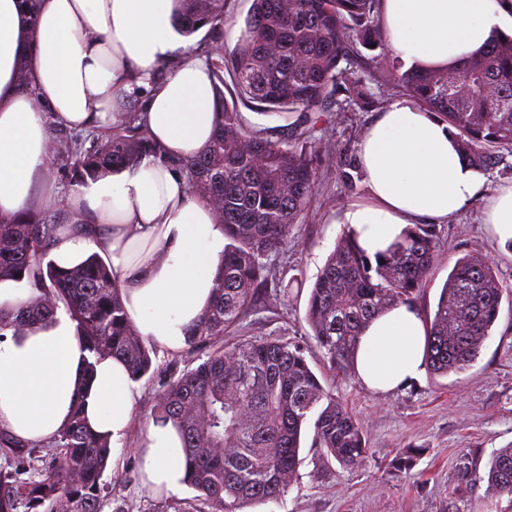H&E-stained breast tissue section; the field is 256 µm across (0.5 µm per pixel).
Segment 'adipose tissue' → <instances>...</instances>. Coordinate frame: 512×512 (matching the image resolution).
Here are the masks:
<instances>
[{
  "label": "adipose tissue",
  "mask_w": 512,
  "mask_h": 512,
  "mask_svg": "<svg viewBox=\"0 0 512 512\" xmlns=\"http://www.w3.org/2000/svg\"><path fill=\"white\" fill-rule=\"evenodd\" d=\"M175 0H41L30 25L23 0H0V215L64 202L74 217L103 225L98 238L62 227L50 260L61 268L95 252L109 256L139 335L182 348L212 298L224 255V227L191 193L174 160L199 154L215 123V91L205 64L187 54L174 28ZM383 30L406 65L446 72L484 48L512 21L500 0H380ZM179 64L163 80L161 63ZM27 83H20V73ZM147 92L144 121L169 161L139 164L86 180L58 199L46 177L51 124L84 129L118 111L123 97ZM369 201L344 215L368 254L404 230L441 222L469 206L483 175L463 158L453 129L411 98L394 102L357 146ZM484 221L512 241V183L499 185ZM423 318L395 306L360 338L355 371L369 389L390 392L425 369ZM88 353L65 311L48 323L0 337V423L16 436L45 440L84 400L89 426L113 451L127 445L137 387L125 363L107 358L86 375ZM144 482L178 494L185 452L173 424L147 427L138 444Z\"/></svg>",
  "instance_id": "adipose-tissue-1"
}]
</instances>
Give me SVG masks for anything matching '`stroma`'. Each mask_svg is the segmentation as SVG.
<instances>
[{
	"label": "stroma",
	"instance_id": "obj_1",
	"mask_svg": "<svg viewBox=\"0 0 512 512\" xmlns=\"http://www.w3.org/2000/svg\"><path fill=\"white\" fill-rule=\"evenodd\" d=\"M390 51L387 45L380 50ZM377 53L365 49L354 59V69L370 87L374 104L361 109L343 102L337 107L333 137L351 150L373 118L402 96L390 74L377 64ZM510 181L512 153L485 171L471 206L442 225L439 262L414 301L422 316L433 315L449 270L457 258L470 252L482 253L499 279L512 287V246L500 244L481 222L485 196ZM367 200L365 182L349 187L335 168L321 167L305 223L292 228L270 259L283 284L300 279L304 287L247 314L242 321L247 334L306 340L309 289L345 229L344 212ZM203 356L200 347L174 352L155 347L150 372L137 382L132 441L151 422L161 381L171 370L196 366ZM310 365L357 420L368 455L354 468L336 463L324 466L312 449L303 448L298 478L283 500L253 506L252 512H505L511 504L507 498L491 496L483 481L469 488L459 479L461 463H468L483 477L492 453L512 446L511 304H502L477 361L460 373L436 377L426 371L403 388L381 394L365 388L355 371H330L322 356H313ZM103 481L104 512H174L178 507L191 512L193 507L191 489L159 497L143 485L140 461L132 446L122 449Z\"/></svg>",
	"mask_w": 512,
	"mask_h": 512
}]
</instances>
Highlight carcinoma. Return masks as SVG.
Here are the masks:
<instances>
[{"label":"carcinoma","instance_id":"carcinoma-1","mask_svg":"<svg viewBox=\"0 0 512 512\" xmlns=\"http://www.w3.org/2000/svg\"><path fill=\"white\" fill-rule=\"evenodd\" d=\"M378 0H252L235 47L224 48L226 0H179L178 31L189 37L209 27L207 66L216 93L214 136L196 157L173 162L195 195L212 206L227 244L215 276L214 297L187 345L209 347L194 368L173 372L160 385L152 416L171 421L186 451V485L208 512H245L251 504L281 500L302 464V432L325 465L362 463L366 440L354 416L311 368L317 350L330 369L354 368L368 323L399 304H414L443 245L437 224H412L386 251L368 255L357 234L343 232L310 289L305 320L314 346L276 338L224 336L267 296L290 289L274 281L268 259L302 222L322 165L336 167L350 186L363 177L345 148L312 137L329 132L336 105L374 103L372 93L341 66L358 48L382 46L375 21ZM382 65L404 94L456 130L460 151L481 170L512 149V35L498 32L480 55L452 73ZM233 94H224V76ZM287 121L278 128L252 124L240 107ZM109 135H72L61 151L71 181L112 173L144 156L165 157L127 104ZM45 211L0 215V278L27 280L31 295L0 307V333L51 320L63 309L91 356L87 372L107 357L122 359L138 381L152 367L153 346L138 334L123 305L112 267L95 252L76 268L47 261L56 227ZM506 288L479 253L456 260L436 310L427 321L425 362L446 376L470 367L491 335ZM112 452L108 437L85 424L81 404L47 441L14 435L0 423V512H103L102 477ZM487 482L512 499V447L493 454Z\"/></svg>","mask_w":512,"mask_h":512}]
</instances>
